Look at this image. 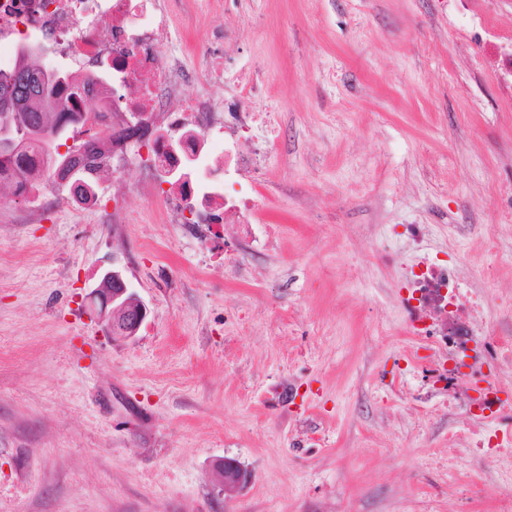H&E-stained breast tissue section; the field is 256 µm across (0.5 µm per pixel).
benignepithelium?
<instances>
[{
	"instance_id": "obj_1",
	"label": "benign epithelium",
	"mask_w": 512,
	"mask_h": 512,
	"mask_svg": "<svg viewBox=\"0 0 512 512\" xmlns=\"http://www.w3.org/2000/svg\"><path fill=\"white\" fill-rule=\"evenodd\" d=\"M145 127L142 117L131 114L124 121V139L127 143L140 142L144 139ZM57 137H46L47 151L50 156L49 168L56 186L65 189L70 185L80 184L79 177L86 171L83 163L70 155L62 162H57ZM90 305L99 319L105 324L106 330L113 336L122 339L136 337L147 317L148 309L143 300L128 287L122 272L118 269L106 272L99 284L88 295ZM222 491L226 494L236 492L246 481L247 474L235 459L224 458L215 462Z\"/></svg>"
}]
</instances>
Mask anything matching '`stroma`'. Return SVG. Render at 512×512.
<instances>
[{
  "label": "stroma",
  "instance_id": "1",
  "mask_svg": "<svg viewBox=\"0 0 512 512\" xmlns=\"http://www.w3.org/2000/svg\"><path fill=\"white\" fill-rule=\"evenodd\" d=\"M227 21L279 111L273 244L160 223L108 172L113 211L0 191V512H512V0H208L189 37ZM409 224L482 300L447 383L398 303ZM114 267L130 340L86 302ZM224 494L236 492L246 481L247 474L235 459L224 458L214 464Z\"/></svg>",
  "mask_w": 512,
  "mask_h": 512
}]
</instances>
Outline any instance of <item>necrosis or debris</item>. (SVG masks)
Returning <instances> with one entry per match:
<instances>
[{"label": "necrosis or debris", "instance_id": "1", "mask_svg": "<svg viewBox=\"0 0 512 512\" xmlns=\"http://www.w3.org/2000/svg\"><path fill=\"white\" fill-rule=\"evenodd\" d=\"M167 0H0V47L33 43L63 61L70 81L84 84L80 98L59 91V109L77 121L103 116L107 163L146 170L169 189L159 203L166 224H263L266 212L255 188L269 142L277 132L274 112L247 109L258 79L239 74L224 90L219 53L194 41L187 49L206 66L212 91L186 96L188 70L164 49L181 38ZM140 113L159 147L122 145L121 119ZM223 153L212 151L213 140ZM456 266L420 255L412 263L402 300L409 332L437 336L450 352L463 327L449 328L458 301Z\"/></svg>", "mask_w": 512, "mask_h": 512}]
</instances>
